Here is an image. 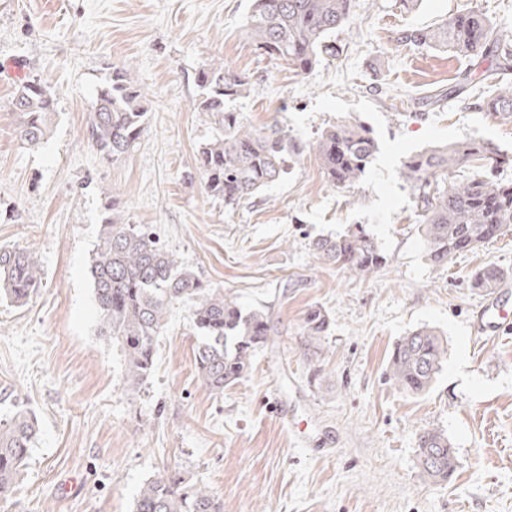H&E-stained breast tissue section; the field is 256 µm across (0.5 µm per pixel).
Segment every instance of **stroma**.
<instances>
[{
  "mask_svg": "<svg viewBox=\"0 0 512 512\" xmlns=\"http://www.w3.org/2000/svg\"><path fill=\"white\" fill-rule=\"evenodd\" d=\"M477 8L512 33V0H353L333 39L343 49L302 72L257 50L252 0H0V248L30 251L43 285L22 306L0 299V415L20 406L39 431L0 512H132L166 470L202 481L224 512H512V326L478 332L492 263L512 284V229L436 269L418 231L417 194L400 170L454 141L510 157L512 118L480 108L503 73L494 61L397 43ZM212 61L249 80L226 108L278 125L295 145L279 181L237 207L201 187L199 147L220 132L196 112ZM146 94V130L107 161L87 125L111 66ZM472 82L457 89L458 77ZM27 77L51 83L56 121L38 148L16 136L9 101ZM341 122L370 128L378 151L352 187L329 184L313 150ZM146 224L204 285L264 309L275 330L249 372L216 394L198 379L189 305L171 309L154 372L134 387L118 342L100 335L88 274L103 218ZM360 224L391 260L362 278L326 264L314 239ZM329 315L325 336L304 321ZM437 328L448 352L433 388L389 381L395 342ZM444 430L459 461L431 483L417 465L423 429ZM506 278L505 272L495 264H487L475 275L472 286L483 291H492Z\"/></svg>",
  "mask_w": 512,
  "mask_h": 512,
  "instance_id": "stroma-1",
  "label": "stroma"
}]
</instances>
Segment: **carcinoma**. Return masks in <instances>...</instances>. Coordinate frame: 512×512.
Returning a JSON list of instances; mask_svg holds the SVG:
<instances>
[{"label":"carcinoma","instance_id":"carcinoma-1","mask_svg":"<svg viewBox=\"0 0 512 512\" xmlns=\"http://www.w3.org/2000/svg\"><path fill=\"white\" fill-rule=\"evenodd\" d=\"M352 2L253 0L246 31L264 54L305 72L320 55H339L340 47L331 37L348 22ZM511 41L507 32L472 8L431 26L402 30L397 37L406 46L491 57L503 71L512 68ZM196 81L202 90L197 111L214 117L220 126V134L198 152L203 188L232 208L279 180L294 146L279 127L254 129L224 109L226 100L249 90L245 77L224 63L204 65ZM55 101L54 89L47 82L27 79L18 85L10 109L18 114L17 137L22 144L36 147L48 137ZM486 108L512 113V81L497 88ZM146 114L142 89L131 71L114 67L97 92L88 139L102 157L118 161L143 134ZM376 151V140L360 123L328 126L315 146L327 181L341 189L362 178ZM467 162L478 164V172L468 181L432 189L437 178ZM497 163L490 151L472 142L434 146L403 163L401 177L418 192L421 202V233L426 260L432 266L444 267L456 254L476 250L512 227V181L495 177ZM313 250L329 264L364 277L390 261L360 225L315 240ZM89 275L100 311L99 332L121 345L126 379L133 385L142 384L152 374L158 337L166 328L170 309L180 301L191 302L192 325L200 336L195 353L197 374L216 394L243 377L257 350L274 335L265 310L245 312L224 289L204 286L143 224H123L107 215ZM505 278V272L490 263L476 273L472 287L492 291ZM41 284V269L29 253L0 248V299L21 306ZM328 326L321 310L311 311L305 320L312 337L322 336ZM446 353L447 344L438 330L418 327L396 342L388 379L408 393H425L441 371ZM36 435L37 420L26 410L0 419V499L12 494ZM417 457L422 476L434 483L448 481L458 467L452 442L440 429L421 431ZM133 512H224V501L206 484L174 470L144 482Z\"/></svg>","mask_w":512,"mask_h":512}]
</instances>
